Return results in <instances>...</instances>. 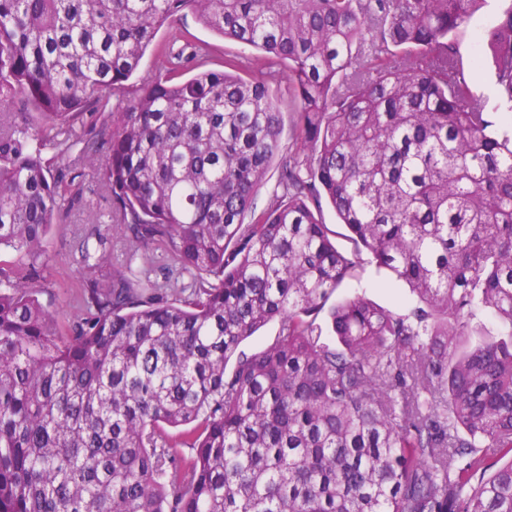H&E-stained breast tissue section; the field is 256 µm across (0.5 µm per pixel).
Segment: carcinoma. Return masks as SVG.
I'll use <instances>...</instances> for the list:
<instances>
[{"mask_svg": "<svg viewBox=\"0 0 512 512\" xmlns=\"http://www.w3.org/2000/svg\"><path fill=\"white\" fill-rule=\"evenodd\" d=\"M484 2L0 0V512H512V134L455 42ZM184 10L288 62L299 136L261 211L264 81L180 79L209 54L182 32L112 102ZM489 40L512 113V5ZM77 160L113 210L77 233L63 321L38 292L52 227L86 206ZM365 254L418 303L348 299L328 341L315 315ZM279 333L278 321H271L258 330L254 336L243 341L239 347L246 354H253L267 347L276 339Z\"/></svg>", "mask_w": 512, "mask_h": 512, "instance_id": "carcinoma-1", "label": "carcinoma"}]
</instances>
